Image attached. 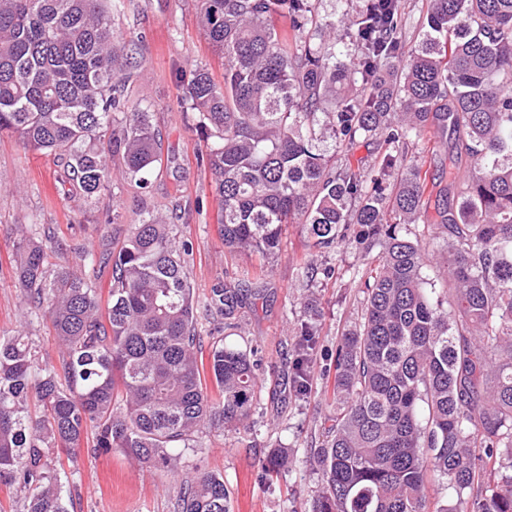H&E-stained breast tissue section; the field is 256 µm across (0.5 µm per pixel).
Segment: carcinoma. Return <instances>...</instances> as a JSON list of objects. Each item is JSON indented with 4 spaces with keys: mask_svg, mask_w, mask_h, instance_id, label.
Listing matches in <instances>:
<instances>
[{
    "mask_svg": "<svg viewBox=\"0 0 512 512\" xmlns=\"http://www.w3.org/2000/svg\"><path fill=\"white\" fill-rule=\"evenodd\" d=\"M107 0H0V134L61 160L84 203L118 184L149 185L162 165L145 106L127 111L134 35L112 32ZM224 83L194 66L176 78L204 142L220 235L233 253L281 251L288 224L320 251L351 226L371 250L363 308L334 356L330 439L310 512H512V0H428L422 41L401 52V0H360L320 17L311 0H198ZM347 30L356 54L337 47ZM432 134L451 152L437 226L450 300L428 296L426 243L399 234L426 212L429 170L407 143ZM383 137L368 170L336 166V146ZM112 250L74 248L13 228L12 278L48 320L58 359L24 330L0 332V512H74L57 467L119 450L178 479L205 426L238 428L259 387L256 352L212 338L203 349L179 216L147 206ZM125 231L123 240L116 235ZM112 265L107 300L83 268ZM251 290L215 288L204 310L229 327ZM320 327L295 329L303 392ZM441 483L452 505L431 501ZM224 478L196 471L173 512H227Z\"/></svg>",
    "mask_w": 512,
    "mask_h": 512,
    "instance_id": "cac0c4a2",
    "label": "carcinoma"
}]
</instances>
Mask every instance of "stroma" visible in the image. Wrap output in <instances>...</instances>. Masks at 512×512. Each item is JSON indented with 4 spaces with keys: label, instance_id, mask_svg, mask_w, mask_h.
<instances>
[{
    "label": "stroma",
    "instance_id": "obj_1",
    "mask_svg": "<svg viewBox=\"0 0 512 512\" xmlns=\"http://www.w3.org/2000/svg\"><path fill=\"white\" fill-rule=\"evenodd\" d=\"M112 26L123 35H143L128 105L149 102L151 121L161 133L163 165L151 177L149 202L157 209L177 206L182 211V230L194 247L190 277L197 299L206 300L213 289L239 278L253 291L236 315L238 331L228 332L226 341L256 349L263 388L245 428H203L198 438L202 451L189 461L223 476L229 512H309L321 484L314 453L326 439L323 423L333 392L336 341L361 311L363 295L351 273L363 267L366 247L350 240L314 254L301 225L291 224L282 251L268 262L267 275H249L253 258L224 248L212 179L196 163L199 139L189 131L176 95V75L186 63L207 65L216 80L224 78V63L205 39L194 0H118ZM57 173L53 156L24 149L14 137H0V331L18 329L25 316L11 276L10 225L36 224L68 244L91 246L99 242L98 220L106 212L116 208L122 223L136 221V188L121 186L88 207L60 185ZM307 255L316 264L334 267L337 278H305L300 259ZM313 313L320 317L321 334L312 355L313 377L299 396L292 387L290 333ZM276 448L287 449L290 461L271 477L262 463ZM63 480L73 491L75 512H172L178 490L167 471L133 466L117 451L80 457Z\"/></svg>",
    "mask_w": 512,
    "mask_h": 512
}]
</instances>
